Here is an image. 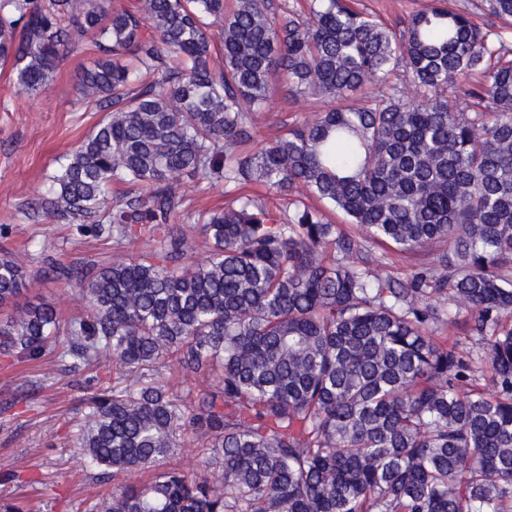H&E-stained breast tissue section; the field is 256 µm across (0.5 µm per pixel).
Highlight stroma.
I'll return each instance as SVG.
<instances>
[{"label": "stroma", "instance_id": "1", "mask_svg": "<svg viewBox=\"0 0 512 512\" xmlns=\"http://www.w3.org/2000/svg\"><path fill=\"white\" fill-rule=\"evenodd\" d=\"M89 58L83 48L66 53L48 89L31 96L18 91L9 67L0 66V224L9 227L0 249L29 251L32 295L51 301L65 320L82 311L78 291L48 280L41 254L79 266L104 260L112 248L92 239L71 247L65 242L67 225L44 217L35 221L28 212L46 191V175L57 159L104 117L77 92V75ZM326 108L324 101L278 85L256 121V137L283 133ZM87 376L85 368L65 369L51 354L12 364L0 360V499H20L30 512H88L111 495L112 482L96 480L85 468L77 442L88 395L80 383Z\"/></svg>", "mask_w": 512, "mask_h": 512}]
</instances>
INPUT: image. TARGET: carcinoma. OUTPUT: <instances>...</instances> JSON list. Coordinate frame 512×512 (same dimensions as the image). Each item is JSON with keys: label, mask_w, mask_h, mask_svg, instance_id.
<instances>
[{"label": "carcinoma", "mask_w": 512, "mask_h": 512, "mask_svg": "<svg viewBox=\"0 0 512 512\" xmlns=\"http://www.w3.org/2000/svg\"><path fill=\"white\" fill-rule=\"evenodd\" d=\"M512 28V0H486ZM89 34L78 77L106 113L50 176L29 217L104 264L44 273L79 288L66 323L0 253V354L112 358L79 430L85 466L115 485L91 512H512V60L433 0L397 34L350 0L271 15L269 0H0V61L44 91ZM336 103L252 151L273 84ZM425 89L421 102L406 85ZM372 89V104L342 105ZM290 195L287 220L250 196L187 211L181 179ZM134 188L112 201V184ZM356 225L362 236L326 220ZM193 220L182 223L181 217ZM145 239L139 257L123 254ZM206 256L195 259L199 244ZM430 258L407 283L367 244ZM481 359L437 335L444 307ZM203 384L173 396L162 370ZM189 433L199 471L158 462Z\"/></svg>", "instance_id": "obj_1"}]
</instances>
